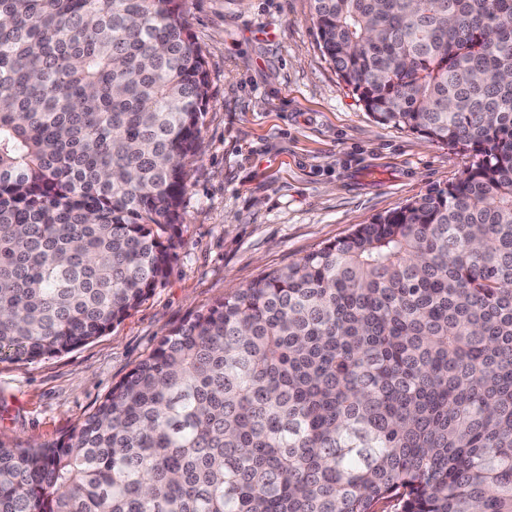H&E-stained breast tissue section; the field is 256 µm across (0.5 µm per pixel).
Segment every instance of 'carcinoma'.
Returning <instances> with one entry per match:
<instances>
[{"mask_svg": "<svg viewBox=\"0 0 512 512\" xmlns=\"http://www.w3.org/2000/svg\"><path fill=\"white\" fill-rule=\"evenodd\" d=\"M381 124L472 163L188 321L0 512H512V0H313ZM210 101L183 0H0V358L167 278Z\"/></svg>", "mask_w": 512, "mask_h": 512, "instance_id": "1", "label": "carcinoma"}]
</instances>
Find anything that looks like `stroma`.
<instances>
[{
    "instance_id": "obj_1",
    "label": "stroma",
    "mask_w": 512,
    "mask_h": 512,
    "mask_svg": "<svg viewBox=\"0 0 512 512\" xmlns=\"http://www.w3.org/2000/svg\"><path fill=\"white\" fill-rule=\"evenodd\" d=\"M210 103L185 166L167 279L68 353L0 361V441L53 444L162 336L262 271L298 261L434 186L470 155L377 123L319 46L310 0H185Z\"/></svg>"
}]
</instances>
